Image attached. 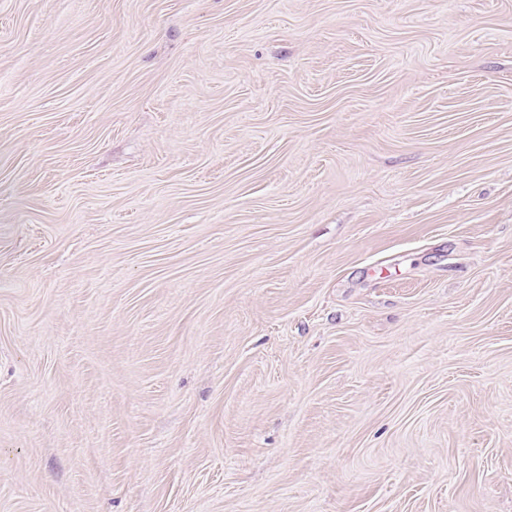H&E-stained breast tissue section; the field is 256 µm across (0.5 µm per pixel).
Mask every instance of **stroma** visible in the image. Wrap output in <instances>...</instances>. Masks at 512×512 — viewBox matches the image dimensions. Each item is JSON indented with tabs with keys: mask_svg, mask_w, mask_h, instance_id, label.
Here are the masks:
<instances>
[{
	"mask_svg": "<svg viewBox=\"0 0 512 512\" xmlns=\"http://www.w3.org/2000/svg\"><path fill=\"white\" fill-rule=\"evenodd\" d=\"M0 512H512V0H0Z\"/></svg>",
	"mask_w": 512,
	"mask_h": 512,
	"instance_id": "stroma-1",
	"label": "stroma"
}]
</instances>
